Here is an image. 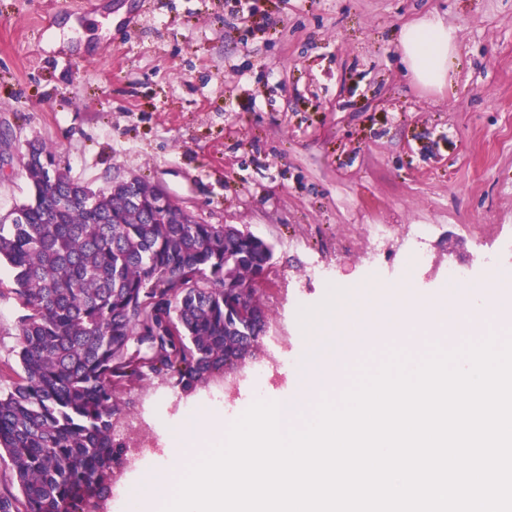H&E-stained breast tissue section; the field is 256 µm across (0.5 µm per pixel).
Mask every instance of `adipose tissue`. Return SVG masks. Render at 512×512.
<instances>
[{"mask_svg":"<svg viewBox=\"0 0 512 512\" xmlns=\"http://www.w3.org/2000/svg\"><path fill=\"white\" fill-rule=\"evenodd\" d=\"M400 42L408 67L420 84L439 87L447 81L455 52L454 36L448 28L423 19L407 26Z\"/></svg>","mask_w":512,"mask_h":512,"instance_id":"1","label":"adipose tissue"}]
</instances>
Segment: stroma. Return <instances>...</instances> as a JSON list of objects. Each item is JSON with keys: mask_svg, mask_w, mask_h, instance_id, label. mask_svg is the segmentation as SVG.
<instances>
[{"mask_svg": "<svg viewBox=\"0 0 512 512\" xmlns=\"http://www.w3.org/2000/svg\"><path fill=\"white\" fill-rule=\"evenodd\" d=\"M428 15L456 38L439 90L412 79L399 42ZM31 142L78 183L137 177L273 247L255 360L186 393L158 378L118 392L128 449L91 512H126L169 429L242 415L258 368L268 396L292 394L300 308L333 285H399L416 225L423 295L452 263L512 267V0H0V216L29 194ZM12 287L1 270L0 388L23 313Z\"/></svg>", "mask_w": 512, "mask_h": 512, "instance_id": "obj_1", "label": "stroma"}]
</instances>
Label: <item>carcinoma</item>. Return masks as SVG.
<instances>
[{"label": "carcinoma", "instance_id": "1", "mask_svg": "<svg viewBox=\"0 0 512 512\" xmlns=\"http://www.w3.org/2000/svg\"><path fill=\"white\" fill-rule=\"evenodd\" d=\"M40 144L31 194L0 220L12 275L20 379L0 390V462L17 493L0 512H81L112 476L117 388L153 377L184 391L260 350L264 242L222 224L150 213L142 180L96 191Z\"/></svg>", "mask_w": 512, "mask_h": 512}]
</instances>
